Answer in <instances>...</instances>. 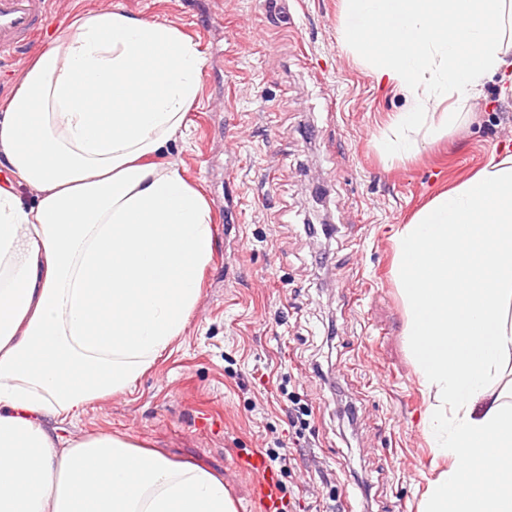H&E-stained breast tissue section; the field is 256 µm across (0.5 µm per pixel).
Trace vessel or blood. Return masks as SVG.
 Returning <instances> with one entry per match:
<instances>
[{
	"label": "vessel or blood",
	"mask_w": 512,
	"mask_h": 512,
	"mask_svg": "<svg viewBox=\"0 0 512 512\" xmlns=\"http://www.w3.org/2000/svg\"><path fill=\"white\" fill-rule=\"evenodd\" d=\"M57 0H0V61L15 57L23 48L40 39ZM242 467L260 473L257 486L266 512L275 508L279 489L270 474L264 457L258 454L241 459Z\"/></svg>",
	"instance_id": "1"
}]
</instances>
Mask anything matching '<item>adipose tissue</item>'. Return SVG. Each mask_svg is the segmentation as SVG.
Listing matches in <instances>:
<instances>
[{
	"label": "adipose tissue",
	"mask_w": 512,
	"mask_h": 512,
	"mask_svg": "<svg viewBox=\"0 0 512 512\" xmlns=\"http://www.w3.org/2000/svg\"><path fill=\"white\" fill-rule=\"evenodd\" d=\"M343 12V45L410 102L381 134L388 155L446 134L488 78L512 92V0ZM203 63L179 27L99 8L0 102V512H236L206 469L68 430L131 392L199 301L211 210L163 155ZM393 244L433 455L419 512H512V153L434 197Z\"/></svg>",
	"instance_id": "ef3b65f1"
}]
</instances>
